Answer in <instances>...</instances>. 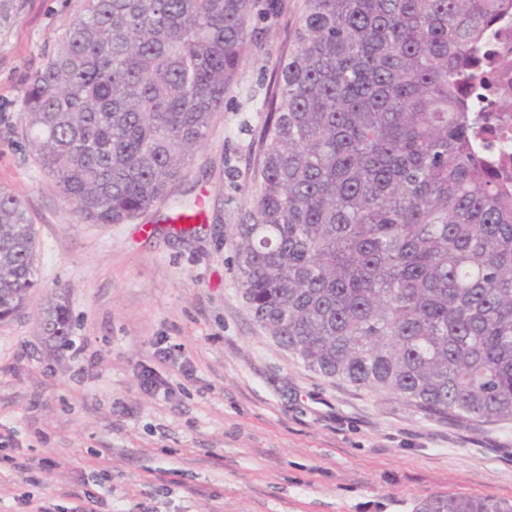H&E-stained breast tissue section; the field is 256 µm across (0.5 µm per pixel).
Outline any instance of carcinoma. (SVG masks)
I'll return each instance as SVG.
<instances>
[{
    "mask_svg": "<svg viewBox=\"0 0 512 512\" xmlns=\"http://www.w3.org/2000/svg\"><path fill=\"white\" fill-rule=\"evenodd\" d=\"M260 0H86L30 78L23 133L86 224H123L188 173ZM512 0H304L264 99L234 266L256 323L310 371L429 416L512 421V185L475 149L464 83ZM15 0H0L6 33ZM38 241L0 190V320ZM44 332L71 333L60 297ZM416 512H512L431 494Z\"/></svg>",
    "mask_w": 512,
    "mask_h": 512,
    "instance_id": "1",
    "label": "carcinoma"
}]
</instances>
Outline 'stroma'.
Instances as JSON below:
<instances>
[{"instance_id": "35a3bbf8", "label": "stroma", "mask_w": 512, "mask_h": 512, "mask_svg": "<svg viewBox=\"0 0 512 512\" xmlns=\"http://www.w3.org/2000/svg\"><path fill=\"white\" fill-rule=\"evenodd\" d=\"M187 176L124 224L79 223L22 130L30 74L85 0H16L0 36V189L37 233L38 286L0 321V512H414L432 493L512 500V421L427 418L308 370L265 335L231 270L262 102L303 0H275ZM202 199L190 237L153 232ZM66 296L58 342L40 312ZM167 347L161 358L157 347ZM167 394L147 392L148 378Z\"/></svg>"}]
</instances>
